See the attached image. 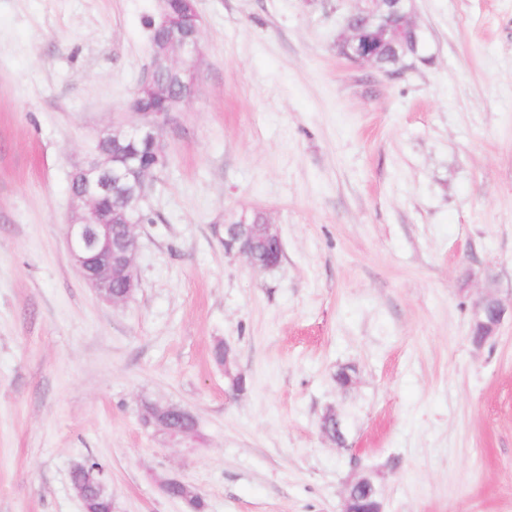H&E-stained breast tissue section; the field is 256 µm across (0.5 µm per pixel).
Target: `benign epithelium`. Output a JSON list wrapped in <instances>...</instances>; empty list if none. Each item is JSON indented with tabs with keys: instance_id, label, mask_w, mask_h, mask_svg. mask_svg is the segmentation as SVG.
<instances>
[{
	"instance_id": "obj_1",
	"label": "benign epithelium",
	"mask_w": 512,
	"mask_h": 512,
	"mask_svg": "<svg viewBox=\"0 0 512 512\" xmlns=\"http://www.w3.org/2000/svg\"><path fill=\"white\" fill-rule=\"evenodd\" d=\"M403 0H385L390 9H383L379 0H363L351 16L362 20L365 29L381 36L390 23L389 11L401 8ZM169 0H158V28L166 38L155 49L154 66L157 69H172L183 76L179 90L173 94L149 85L147 89L167 102L159 110L143 105L140 98L132 101L136 120L122 136L133 141L140 139L151 148L149 158L134 167L116 168L109 158L94 155L77 168L72 178L81 188L71 193L75 217L67 228V246L82 278L97 292L100 298L119 304L140 287L134 264L137 249L135 227L138 217L130 212L113 211L101 205V201L112 196V190L128 184L138 187L141 193L148 188V172L164 167L168 160L164 129L173 124L175 114L183 111L197 94V66L203 56L200 43V17L196 10L188 13L170 11ZM122 224L125 233L121 238L112 235V225ZM258 238L267 242L271 254V267L280 264L283 254L281 239L273 227L266 224L257 228L251 224L224 223V251L226 254L245 259L256 267L251 251V240ZM120 273L126 293H112V276ZM508 307L491 291L482 293L472 304L471 326L479 329L484 338L495 335L502 324ZM323 433L340 447L345 445L341 421L330 410L323 417ZM375 491L373 478L368 474L356 475L348 484V493L343 498L342 512H355L357 503L370 501Z\"/></svg>"
}]
</instances>
